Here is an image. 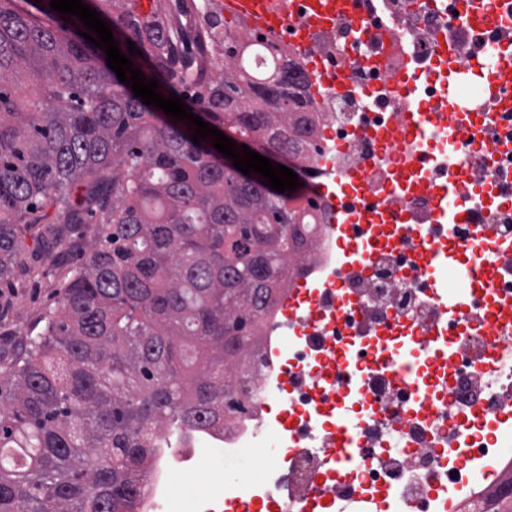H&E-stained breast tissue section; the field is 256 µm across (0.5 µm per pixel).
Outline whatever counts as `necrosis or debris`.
I'll list each match as a JSON object with an SVG mask.
<instances>
[{
	"instance_id": "obj_1",
	"label": "necrosis or debris",
	"mask_w": 512,
	"mask_h": 512,
	"mask_svg": "<svg viewBox=\"0 0 512 512\" xmlns=\"http://www.w3.org/2000/svg\"><path fill=\"white\" fill-rule=\"evenodd\" d=\"M354 8L356 18L338 19L317 43L318 53L332 56L359 38L366 53L358 57L348 87L339 91L328 86L310 101L305 118L311 145L297 159L305 174L321 173L328 161L363 173L382 161L397 163L384 134L398 107L389 98L364 97L365 88L382 91L396 81V63L383 21L374 15V0H354ZM390 8L411 17L401 38L417 74V101L427 105L438 88L431 37L445 30L448 17L442 7L417 6L413 0H390ZM395 196L410 210L429 206L415 181L407 178L399 180L395 193L382 194L376 214L383 223L375 229L382 250L374 257L337 243L331 230L336 212L326 198L315 193L290 201V209L309 220L312 244L291 256L284 285L235 379L246 410L226 414L220 427L162 430L147 461L137 512H222L227 504L233 512H252L253 504L264 499L284 512H310L316 503L330 512L338 500L373 495L393 496L396 512L430 505L455 454L447 446L449 428L461 411L495 405L498 391L512 388V372L490 364L483 392L474 393L468 385L467 348L491 350L503 340L497 329L486 327L466 337L451 358V370L433 376L432 411L412 410L389 381L374 375L364 379L358 392L337 394L336 372L329 367L337 352L360 349L373 362L385 348L396 347L400 337L428 332L429 293L413 253L404 249L403 238L413 229L391 215ZM338 270L344 275L342 287L317 289L289 305L288 293L298 280ZM341 410L357 419L372 441L361 447L340 478L335 469H323L319 441L335 431ZM247 448L278 453L262 479L219 477L211 497H178L174 475L194 471L204 460L220 467ZM386 455L396 456L395 470L384 473L371 466V458Z\"/></svg>"
}]
</instances>
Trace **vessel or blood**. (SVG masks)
<instances>
[{
	"label": "vessel or blood",
	"instance_id": "vessel-or-blood-1",
	"mask_svg": "<svg viewBox=\"0 0 512 512\" xmlns=\"http://www.w3.org/2000/svg\"><path fill=\"white\" fill-rule=\"evenodd\" d=\"M487 0H448L449 11L458 13L466 29L490 33L488 53L512 57V0H494L495 9H487ZM226 18L238 19L254 30L279 35L288 22L292 0H219ZM352 0H306L302 25L296 29L292 44L300 56L309 60L307 68L311 91H318L332 78L323 60L315 55L314 41L327 33L331 22L347 16ZM401 16L391 15L387 25L389 48L401 63L400 96L403 109L395 113L386 128V140L399 153L401 166L417 171L421 158L415 143L407 139V132H423L433 128L444 135L449 146L444 181L423 180V191L433 199L448 197L450 201L449 227L455 234L463 254L470 256L467 264L449 260L436 238L425 235L416 244V257L433 292L436 314L428 328L429 335L438 336L444 324H463L469 327L491 325L498 328L504 341L492 352L476 349L469 355L474 372L473 387L483 391L486 376L483 367L492 360L512 369V294L500 298L497 306L481 308L461 295L458 282L469 287L495 288L512 282V242L497 240L486 224L473 221L470 170L464 151L474 140L494 143L512 132V67L489 70L488 54L472 55L467 70L456 69V54L463 48V38L442 41L437 45V56L445 70L440 108L421 111L414 99L415 76L406 69V52L398 40V31L406 26ZM349 171L339 168L325 170L319 185L322 195L335 198L338 219L334 226L336 238L351 239L353 211L351 197L340 196L339 190L350 179ZM443 345L434 343L425 347L410 344L389 352L379 373L388 375L400 393L413 406L429 408L433 405L432 391L424 386L413 369L415 358L432 353H444ZM475 425L464 418L448 433V445L456 456L448 466L447 490L436 500V512H463V505L474 489L498 472V460L473 451ZM358 433L356 420L339 417L334 436L324 445L329 462L343 466L356 455L354 442Z\"/></svg>",
	"mask_w": 512,
	"mask_h": 512
}]
</instances>
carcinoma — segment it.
Wrapping results in <instances>:
<instances>
[{
	"mask_svg": "<svg viewBox=\"0 0 512 512\" xmlns=\"http://www.w3.org/2000/svg\"><path fill=\"white\" fill-rule=\"evenodd\" d=\"M41 0L37 12L0 0V280L24 263V233L41 225L55 254L99 209L100 246L72 271L64 318L50 312L0 383V512H136L141 468L160 426L224 423L241 406L226 366L251 344L288 258L311 244L288 201L246 181L185 122L143 104L88 43L73 16ZM101 13L119 49L158 92L184 98L220 131L288 155L304 150L306 74L262 47L242 44L201 0L210 55L184 49L185 22L141 18L112 0H82ZM267 66L258 69L254 57ZM237 56V74L211 78ZM38 84L26 92V80ZM85 182V209L65 188ZM112 207H107V203Z\"/></svg>",
	"mask_w": 512,
	"mask_h": 512,
	"instance_id": "carcinoma-1",
	"label": "carcinoma"
}]
</instances>
